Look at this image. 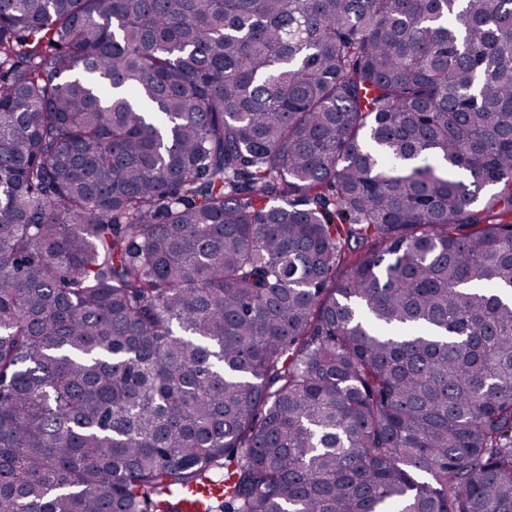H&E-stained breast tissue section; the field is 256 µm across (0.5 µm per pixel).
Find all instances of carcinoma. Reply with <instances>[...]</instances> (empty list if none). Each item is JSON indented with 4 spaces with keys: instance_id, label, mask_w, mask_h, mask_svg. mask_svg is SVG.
Segmentation results:
<instances>
[{
    "instance_id": "obj_1",
    "label": "carcinoma",
    "mask_w": 512,
    "mask_h": 512,
    "mask_svg": "<svg viewBox=\"0 0 512 512\" xmlns=\"http://www.w3.org/2000/svg\"><path fill=\"white\" fill-rule=\"evenodd\" d=\"M512 512V0H0V512Z\"/></svg>"
}]
</instances>
